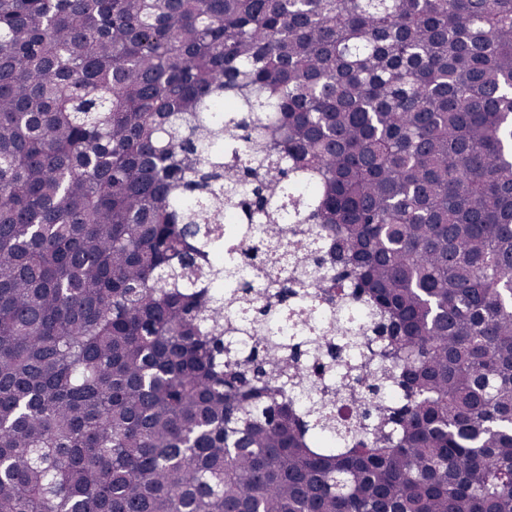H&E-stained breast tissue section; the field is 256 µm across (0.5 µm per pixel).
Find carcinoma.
<instances>
[{
  "mask_svg": "<svg viewBox=\"0 0 512 512\" xmlns=\"http://www.w3.org/2000/svg\"><path fill=\"white\" fill-rule=\"evenodd\" d=\"M0 512H512V0H0Z\"/></svg>",
  "mask_w": 512,
  "mask_h": 512,
  "instance_id": "obj_1",
  "label": "carcinoma"
}]
</instances>
